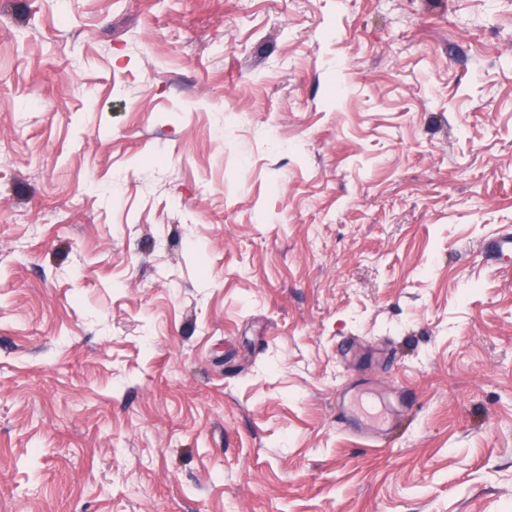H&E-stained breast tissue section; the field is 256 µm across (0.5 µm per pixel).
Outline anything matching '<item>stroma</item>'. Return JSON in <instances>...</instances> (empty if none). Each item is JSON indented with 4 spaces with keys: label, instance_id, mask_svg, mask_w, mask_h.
<instances>
[{
    "label": "stroma",
    "instance_id": "35a3bbf8",
    "mask_svg": "<svg viewBox=\"0 0 512 512\" xmlns=\"http://www.w3.org/2000/svg\"><path fill=\"white\" fill-rule=\"evenodd\" d=\"M512 0H0V512H512ZM480 252L484 258L493 261L512 259V235H502L482 243Z\"/></svg>",
    "mask_w": 512,
    "mask_h": 512
}]
</instances>
